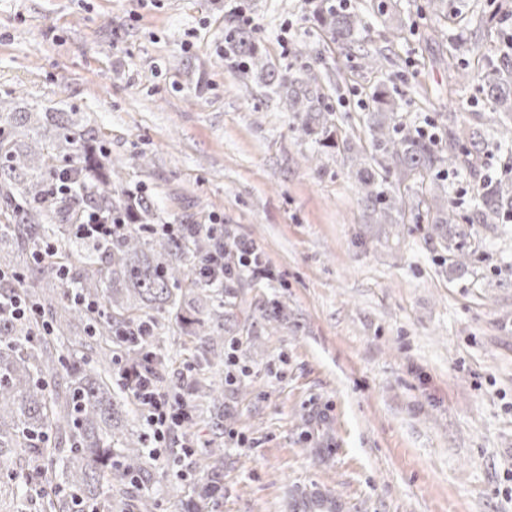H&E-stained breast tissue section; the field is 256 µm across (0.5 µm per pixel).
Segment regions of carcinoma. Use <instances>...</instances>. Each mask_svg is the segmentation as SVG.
Masks as SVG:
<instances>
[{
    "label": "carcinoma",
    "mask_w": 512,
    "mask_h": 512,
    "mask_svg": "<svg viewBox=\"0 0 512 512\" xmlns=\"http://www.w3.org/2000/svg\"><path fill=\"white\" fill-rule=\"evenodd\" d=\"M377 13L395 39L418 34L417 24L400 17L397 3L379 0ZM430 18L464 22L448 0H424ZM320 32L333 44L360 43L367 23L349 4L318 0L311 11ZM512 18L503 16L484 37L494 49L481 54L478 92L491 103L498 144L512 146ZM474 47L450 45L448 64L468 69ZM299 64L285 72L273 64L253 29L224 30V62L236 76L267 87L295 114L297 131L323 149L363 157L349 176L359 184L364 212L375 224L426 221L428 237L466 267L468 250L480 246L459 228L500 224L512 219V152L506 174L482 173L488 142L483 131L431 122L434 135L399 115L401 93L390 74L372 86L366 141L338 135L335 109L321 82L322 53L313 42L296 48ZM0 127V269L19 276L18 287L0 288L4 298L19 296L38 311L32 320L0 316V487H11L16 512H112V491L150 482L145 467L146 428L125 431L122 416L130 404L123 369L138 365L156 375L163 366L156 353L161 326L174 318L177 330L207 346L202 359L219 357L208 348L226 330L225 307L237 298L244 276L223 284L200 277L213 241L204 231L174 237L154 230L162 223L155 199L124 184V164L112 153L83 113L53 108L32 112L21 103L5 113ZM464 169L476 182L469 212L461 216L448 198V177ZM65 181L66 196L53 193ZM121 221L126 227L99 244L73 225L88 213ZM67 244L33 262L25 274L14 263L18 253L33 255L48 241ZM68 279L60 277V270ZM95 303L88 310L66 297L68 291ZM148 323L151 337L122 341L119 335ZM189 396L220 402L223 391L211 382L181 380ZM45 465L29 469L32 461ZM215 481L199 484L189 507L217 498ZM319 497L303 512H335Z\"/></svg>",
    "instance_id": "cac0c4a2"
}]
</instances>
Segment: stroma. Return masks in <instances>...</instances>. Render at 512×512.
Returning a JSON list of instances; mask_svg holds the SVG:
<instances>
[{"mask_svg":"<svg viewBox=\"0 0 512 512\" xmlns=\"http://www.w3.org/2000/svg\"><path fill=\"white\" fill-rule=\"evenodd\" d=\"M470 24L436 21L397 41L373 20L363 47L403 81V117L447 115L471 126L488 112L474 84L442 58L474 43L485 0H457ZM307 0H0V102L85 112L129 186L165 223L218 221L253 241L279 287L248 281L228 341L248 388L200 407L192 436L172 431L147 462L158 512H187L210 442L224 451L219 500L205 512H295L301 494L339 512H512V222L470 224L482 239L466 274L451 272L420 224H372L348 172L315 151L282 103L224 63V30L255 29L280 69L298 41H319ZM362 47V48H363ZM360 50V49H359ZM359 50L329 46L331 103L344 134H364L361 102L376 75ZM207 84L196 90L194 72ZM146 154V167L131 164ZM277 300L288 320L259 316ZM162 386L203 368L188 337L161 338Z\"/></svg>","mask_w":512,"mask_h":512,"instance_id":"1","label":"stroma"}]
</instances>
